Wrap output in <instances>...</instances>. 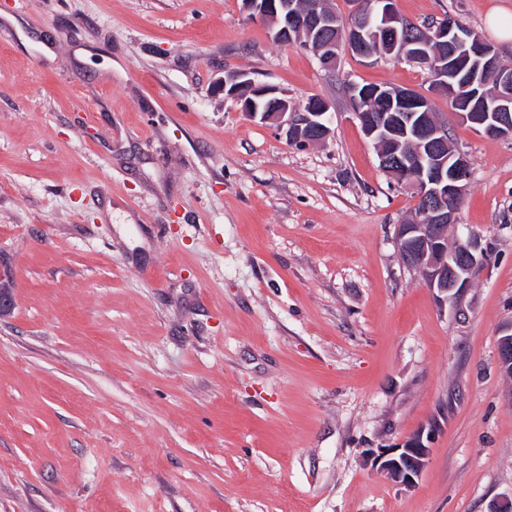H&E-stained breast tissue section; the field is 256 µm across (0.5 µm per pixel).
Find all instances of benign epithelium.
<instances>
[{
    "label": "benign epithelium",
    "mask_w": 512,
    "mask_h": 512,
    "mask_svg": "<svg viewBox=\"0 0 512 512\" xmlns=\"http://www.w3.org/2000/svg\"><path fill=\"white\" fill-rule=\"evenodd\" d=\"M249 15L271 28L280 43H298L310 49L326 69L336 66L341 45L367 52L368 37L384 41L388 55L405 58L422 66L441 55L443 70L431 85L434 93L448 94L457 116L476 132L486 136L512 139V69L501 65L496 48L460 21L450 17L437 26L435 34L427 30L414 39L390 38L405 26L394 0H376V28L355 19L346 29L345 41L336 39V14L326 8L327 0L312 6L304 17L296 0H243ZM441 49L430 48L432 42ZM493 79L496 92L490 98L463 94L481 79ZM218 87L224 95L240 101L242 111L253 119L286 130L288 142L295 146L324 143L331 134V104L316 98L298 109L288 95L258 85L245 71H226ZM353 115L364 134L379 148L380 166L388 174L410 185L422 204L426 220H409L397 226L396 241L403 263L418 271L428 287L440 297L452 299L468 287L473 276L485 264L487 250L469 234L456 235L448 246V227L458 224L457 198L470 181V164L465 153L448 148V128L428 121L419 113L422 102L417 92L396 88L383 95L387 111L373 114L361 109L362 100L377 93L359 91L347 84ZM498 366L512 376V322L500 331ZM430 446L424 433L418 432L397 448H370L365 462L391 482L412 487L426 467Z\"/></svg>",
    "instance_id": "1"
}]
</instances>
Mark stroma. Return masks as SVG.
<instances>
[{
    "label": "stroma",
    "mask_w": 512,
    "mask_h": 512,
    "mask_svg": "<svg viewBox=\"0 0 512 512\" xmlns=\"http://www.w3.org/2000/svg\"><path fill=\"white\" fill-rule=\"evenodd\" d=\"M489 24L512 0H395ZM228 70L333 106L291 146L218 92ZM427 92L421 65L325 71L242 0H0V512H488L512 497V140L436 118L470 162L487 262L455 300L407 268L414 191L347 82ZM432 432L413 487L364 462ZM498 342V366L506 376H512V322L505 324Z\"/></svg>",
    "instance_id": "35a3bbf8"
}]
</instances>
